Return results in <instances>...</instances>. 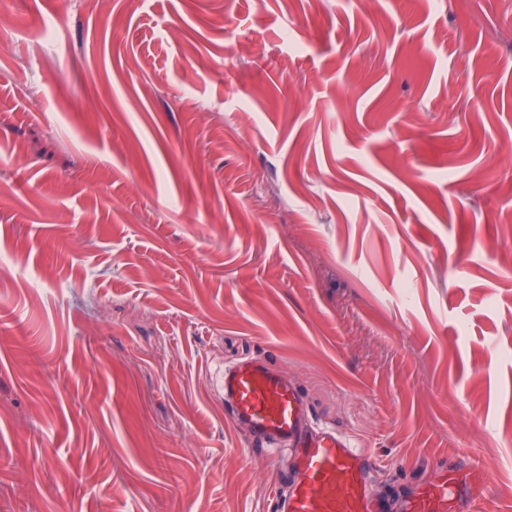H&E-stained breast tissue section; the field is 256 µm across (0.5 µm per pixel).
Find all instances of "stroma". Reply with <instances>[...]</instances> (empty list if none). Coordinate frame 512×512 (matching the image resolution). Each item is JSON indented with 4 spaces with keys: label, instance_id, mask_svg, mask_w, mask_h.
Listing matches in <instances>:
<instances>
[{
    "label": "stroma",
    "instance_id": "1",
    "mask_svg": "<svg viewBox=\"0 0 512 512\" xmlns=\"http://www.w3.org/2000/svg\"><path fill=\"white\" fill-rule=\"evenodd\" d=\"M0 512H275V363L399 498L512 512V0H0ZM469 480L461 483L448 473L423 484L415 493L397 503L398 512H477L483 498L486 474L478 466L470 468ZM452 487L453 489H450Z\"/></svg>",
    "mask_w": 512,
    "mask_h": 512
}]
</instances>
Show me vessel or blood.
Here are the masks:
<instances>
[{
	"mask_svg": "<svg viewBox=\"0 0 512 512\" xmlns=\"http://www.w3.org/2000/svg\"><path fill=\"white\" fill-rule=\"evenodd\" d=\"M224 399L251 440L293 454L287 493L277 512H386L371 481L369 457L345 435L314 427L300 391L273 364L246 359L224 370ZM486 474L472 467L467 482L448 475L402 498L398 512H476Z\"/></svg>",
	"mask_w": 512,
	"mask_h": 512,
	"instance_id": "b4317fda",
	"label": "vessel or blood"
}]
</instances>
